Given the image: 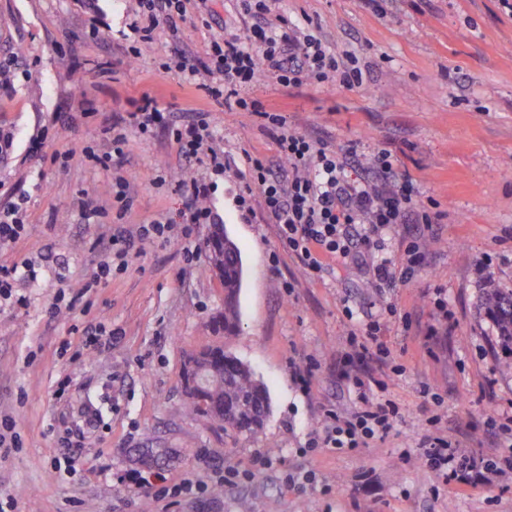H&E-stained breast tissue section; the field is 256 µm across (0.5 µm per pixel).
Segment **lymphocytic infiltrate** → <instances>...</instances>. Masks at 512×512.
I'll use <instances>...</instances> for the list:
<instances>
[{"mask_svg": "<svg viewBox=\"0 0 512 512\" xmlns=\"http://www.w3.org/2000/svg\"><path fill=\"white\" fill-rule=\"evenodd\" d=\"M237 2L242 15L264 16L265 23L245 40L232 32L211 39L206 68L210 81L204 90L227 110L253 112L264 118L276 141L281 162L280 170L275 171L268 159L247 156V169L237 194L239 205L260 197L264 213L279 226L282 242L314 273L322 272L325 258L349 255L350 225H363L362 245L379 252L384 248L383 230L412 219L433 223L435 214L419 206L412 183L396 178L388 153L373 155V181L349 179L346 155L314 144L289 128L284 115L266 109L259 99L250 95L264 78L284 87L306 82L357 87L362 82L358 59L331 52L313 30L288 22L276 12L277 0ZM135 4L129 24L133 37L127 47L129 57H137L140 44L151 42L159 29L179 36L186 20L185 0H135ZM163 119L164 112L157 99L142 94L135 110L113 126L111 156L97 155L85 146L75 150L73 156L83 162L108 166L110 157L124 154L126 128L146 134ZM171 135L183 157L207 155L212 171L223 173V153L208 147L213 134L205 113H197L195 119L172 127ZM212 189V183L203 179L178 185L177 190L184 199L178 220L142 224L137 231L112 235L106 258L87 282V289L107 285L112 269L127 267L137 242L166 241L175 233L186 239L194 225L210 222V211L200 207L199 201L208 197ZM347 344V351L341 355L346 367L345 379L361 392L372 385L385 389L384 380L369 383L351 367L354 358L385 353L378 325H369L366 336H349ZM399 413V407L389 399L363 400L358 410L346 414L327 411L326 421L314 442L318 447L339 451L369 447L386 438ZM421 460L441 476L443 484L470 492L492 485L498 479L512 478V449L487 460L435 435L430 437Z\"/></svg>", "mask_w": 512, "mask_h": 512, "instance_id": "obj_1", "label": "lymphocytic infiltrate"}]
</instances>
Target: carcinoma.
Returning <instances> with one entry per match:
<instances>
[{
  "label": "carcinoma",
  "mask_w": 512,
  "mask_h": 512,
  "mask_svg": "<svg viewBox=\"0 0 512 512\" xmlns=\"http://www.w3.org/2000/svg\"><path fill=\"white\" fill-rule=\"evenodd\" d=\"M206 262L224 283V312L213 317L215 333L231 334L239 324V289L243 267L238 245L224 236V243L206 248ZM483 310L496 327L501 348L506 357L500 367L512 371V289H487ZM197 364L204 366L205 382L198 388L184 386L186 408L194 416L217 424L246 438L262 434L270 416V397L264 382L252 368L236 356L219 350L200 352Z\"/></svg>",
  "instance_id": "cac0c4a2"
}]
</instances>
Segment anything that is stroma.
Wrapping results in <instances>:
<instances>
[{"label":"stroma","instance_id":"obj_1","mask_svg":"<svg viewBox=\"0 0 512 512\" xmlns=\"http://www.w3.org/2000/svg\"><path fill=\"white\" fill-rule=\"evenodd\" d=\"M236 0H213L203 21L187 4L182 40L158 31L137 59L122 37L131 0H0V208L21 205L26 226L0 246V264L28 261L36 280L18 283L26 306H0V413L11 416L20 445L0 460V499L15 512H512V480L481 492L445 488L420 462L425 420L438 415L450 440L492 457L504 445L489 416H512V374L495 328L482 311L487 288H512V17L498 0H279L295 24L314 22L334 51L368 65L362 87L285 88L265 79L254 95L312 141L357 152L352 177L369 174L368 155L390 153L420 204L440 212L435 224H400L384 253L352 249L310 274L283 246L262 208L236 202L245 154L275 159L263 118L230 112L195 82L160 72L181 50L209 63L214 35L239 36L262 25ZM159 96L166 119L149 134L126 131L123 158L109 167L63 157L78 146L111 148L112 118L143 92ZM204 110L213 145L230 159L202 206L242 251L241 324L216 334L224 285L202 248L213 226L191 239L144 241L107 287L83 285L118 229L174 220L182 177H204L207 157L186 160L170 133ZM43 142L34 152L35 142ZM129 181L132 206L114 223L112 181ZM418 244L425 261L395 287H377L373 267L388 258L401 269ZM73 306L48 310L57 294ZM119 331L111 349L90 354L88 322ZM380 323L387 360L360 363L366 377H386V398L400 408L385 441L354 452L312 447L330 410L353 411L357 390L343 377L339 350L351 332ZM220 347L246 362L269 387L272 412L252 440L188 415L182 372L188 354ZM311 371L301 391L295 371ZM160 448L152 466L140 449ZM281 462L255 480L212 493L157 498L134 490L131 476L162 474L213 485L217 472L246 470L263 453ZM312 474L309 485L289 476Z\"/></svg>","mask_w":512,"mask_h":512}]
</instances>
